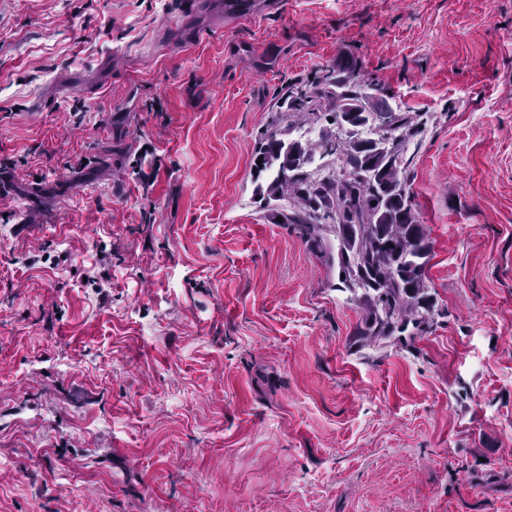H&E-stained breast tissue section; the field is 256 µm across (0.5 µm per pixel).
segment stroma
Masks as SVG:
<instances>
[{
  "mask_svg": "<svg viewBox=\"0 0 512 512\" xmlns=\"http://www.w3.org/2000/svg\"><path fill=\"white\" fill-rule=\"evenodd\" d=\"M254 2L0 0V512H512V0ZM348 58L421 124L411 346L255 193Z\"/></svg>",
  "mask_w": 512,
  "mask_h": 512,
  "instance_id": "stroma-1",
  "label": "stroma"
}]
</instances>
